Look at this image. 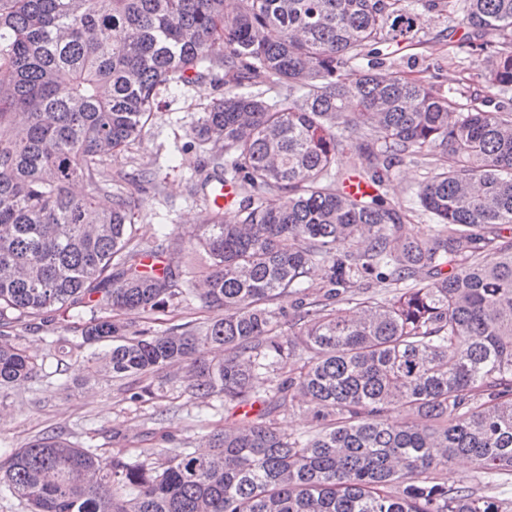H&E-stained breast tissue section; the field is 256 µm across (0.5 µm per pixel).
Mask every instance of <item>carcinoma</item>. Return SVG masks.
I'll return each instance as SVG.
<instances>
[{
  "label": "carcinoma",
  "mask_w": 512,
  "mask_h": 512,
  "mask_svg": "<svg viewBox=\"0 0 512 512\" xmlns=\"http://www.w3.org/2000/svg\"><path fill=\"white\" fill-rule=\"evenodd\" d=\"M444 10L486 86L512 92V0H0V396L83 357L153 379L133 399L177 366L202 403L263 404L197 449L103 457L44 434L0 461V489L27 512H509L437 472L467 458L487 485L512 477V110L377 70ZM215 69L191 191L230 184L239 203L213 200L185 277L171 234L137 237L105 157L160 88ZM418 157L423 236L381 193ZM355 176L374 192L347 193ZM195 298L223 312L201 332L112 319ZM79 308L65 356L24 353L16 327ZM304 405L311 430L282 432L275 414Z\"/></svg>",
  "instance_id": "1"
}]
</instances>
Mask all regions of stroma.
<instances>
[{"label":"stroma","mask_w":512,"mask_h":512,"mask_svg":"<svg viewBox=\"0 0 512 512\" xmlns=\"http://www.w3.org/2000/svg\"><path fill=\"white\" fill-rule=\"evenodd\" d=\"M463 37V28L450 22L447 15L430 14L414 44L387 48L380 70L425 80L456 98L469 96L483 84L473 57L460 46ZM222 92V86L208 77L161 89L158 107L140 140L107 159L113 175L129 179L127 189L139 204L137 235L143 241H153L163 225L175 237L186 240L204 224L210 201L187 191L200 156L191 128L202 107ZM143 169L153 172L156 186L141 193L134 179ZM89 317L86 310L70 311L56 317L51 325L22 331L20 343L30 355L46 358L53 351L52 340L72 337L75 326ZM118 318L135 330L159 332L187 324L201 331L216 315L193 300L147 317L122 312ZM167 374L171 382L162 397L146 396L137 402L130 400L128 391L142 387V380L94 377L80 362L72 363L63 378L39 376L22 382L0 400V456H8L46 433H57L79 446H94L110 454L162 447L161 433L165 430L173 437V447L184 448L212 429L248 425V417L240 413L217 412L194 399L181 370L171 368Z\"/></svg>","instance_id":"stroma-1"}]
</instances>
